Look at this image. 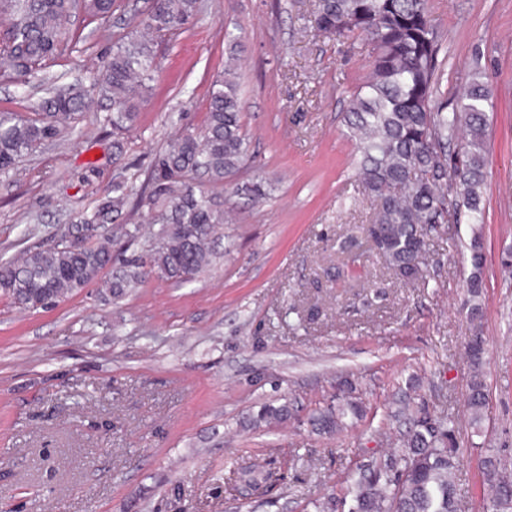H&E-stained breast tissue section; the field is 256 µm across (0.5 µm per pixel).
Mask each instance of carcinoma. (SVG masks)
<instances>
[{
	"label": "carcinoma",
	"instance_id": "1",
	"mask_svg": "<svg viewBox=\"0 0 512 512\" xmlns=\"http://www.w3.org/2000/svg\"><path fill=\"white\" fill-rule=\"evenodd\" d=\"M115 0H0V77L26 86L47 62L74 51L82 33L68 27L73 13L104 22ZM198 0H151L141 21L144 34L113 47L105 73L106 100L112 128L125 129L157 72L148 34L162 35L197 20ZM315 28L338 41L364 37L373 46L370 74L351 95L345 123L359 146L355 175L376 202L369 235L395 274L405 281L423 276L427 230L436 224H481L482 186L486 178L487 108L492 92L480 70L466 83L461 105L433 104L443 70L439 61L442 34L430 18L426 0H315ZM237 41L231 40L224 75L211 84L207 119L198 130L175 134L158 154L149 193L138 206L154 213L160 225L151 253L121 266L107 288L112 298L149 274L184 280L211 264V244L224 223V209L205 190L183 186L185 177L224 186V177L245 161L246 134L235 70ZM85 108L74 85L47 88L35 118L0 113V171L12 169L23 155L56 137L60 127ZM235 193L258 203L267 196L259 183L236 187ZM131 196L124 183L112 185L91 209L84 210L69 235L54 245L29 251L20 260L0 261V291L24 307L45 306L79 291L112 266V226ZM470 273L466 288L473 298L483 290L484 254L480 237L469 243ZM471 377L466 406L472 425L481 423L488 404L483 380L484 340L473 337L465 349ZM357 407L349 402L311 418L323 433L340 429L342 418ZM288 403L265 404L253 424L288 419ZM401 445L359 466L358 479L342 498L331 497L323 512H462L456 472L463 456L456 448L452 413L419 414L409 419ZM277 470L244 462L233 470L239 494L263 498L283 478ZM483 484L497 512H512V480L500 475L497 460L484 461Z\"/></svg>",
	"mask_w": 512,
	"mask_h": 512
}]
</instances>
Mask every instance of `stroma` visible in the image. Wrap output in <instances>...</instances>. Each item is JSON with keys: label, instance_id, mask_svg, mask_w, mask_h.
<instances>
[{"label": "stroma", "instance_id": "obj_1", "mask_svg": "<svg viewBox=\"0 0 512 512\" xmlns=\"http://www.w3.org/2000/svg\"><path fill=\"white\" fill-rule=\"evenodd\" d=\"M148 7L117 0L101 25L71 17L84 46L46 71L80 85L91 108L0 172V258L52 245L114 182L146 186L174 132L204 124L230 34L249 154L224 181L229 220L195 279L149 277L115 300L107 270L48 309L0 293V512H321L360 465L397 447L406 405L451 409L463 512H489L484 459L512 476V0L428 2L443 35L439 101L456 103L477 60L493 97L484 221L430 229L416 283L397 280L371 245L373 205L343 121L371 44L319 33L312 0H203L193 25L158 39L138 117L116 133L103 64ZM256 181L271 188L263 202L234 195ZM121 221L140 234L114 240L119 260L146 256L150 213L128 208ZM475 235L486 257L478 318L465 287ZM478 333L490 399L477 431L465 346ZM345 384L362 416L316 434L310 414ZM285 401L288 421L251 425L264 403ZM287 454L299 463L270 505L227 482L238 462Z\"/></svg>", "mask_w": 512, "mask_h": 512}]
</instances>
